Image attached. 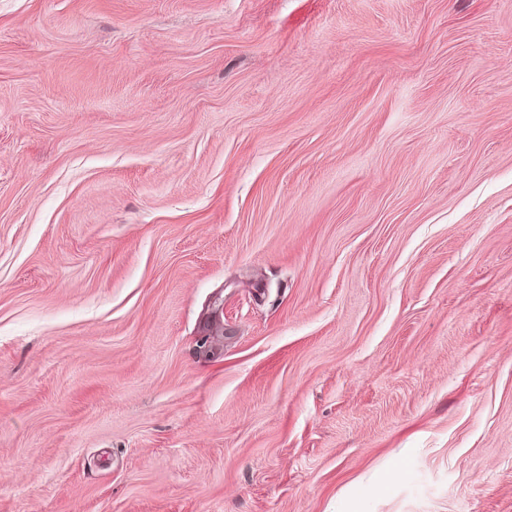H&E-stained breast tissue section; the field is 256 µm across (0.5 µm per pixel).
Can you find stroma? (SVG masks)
<instances>
[{"label": "stroma", "instance_id": "1", "mask_svg": "<svg viewBox=\"0 0 512 512\" xmlns=\"http://www.w3.org/2000/svg\"><path fill=\"white\" fill-rule=\"evenodd\" d=\"M0 512H512V0H0Z\"/></svg>", "mask_w": 512, "mask_h": 512}]
</instances>
